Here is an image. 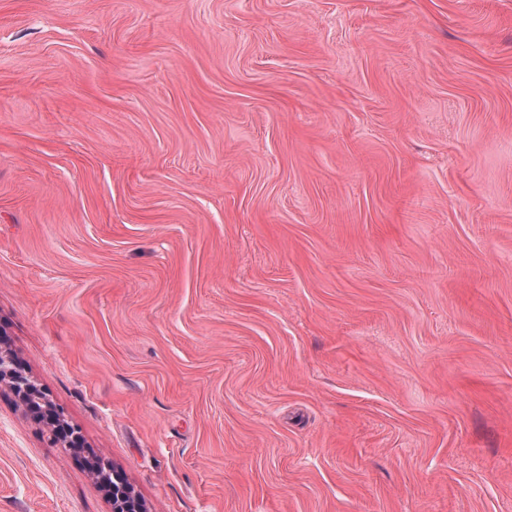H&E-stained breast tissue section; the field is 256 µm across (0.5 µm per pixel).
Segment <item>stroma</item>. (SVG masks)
Listing matches in <instances>:
<instances>
[{"label": "stroma", "instance_id": "stroma-1", "mask_svg": "<svg viewBox=\"0 0 512 512\" xmlns=\"http://www.w3.org/2000/svg\"><path fill=\"white\" fill-rule=\"evenodd\" d=\"M0 342L146 512H512V0H0Z\"/></svg>", "mask_w": 512, "mask_h": 512}]
</instances>
